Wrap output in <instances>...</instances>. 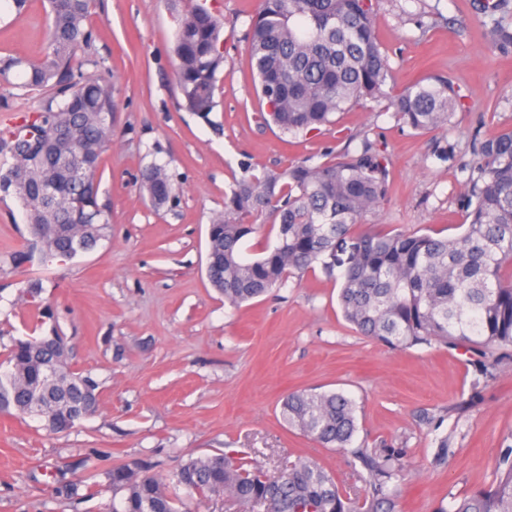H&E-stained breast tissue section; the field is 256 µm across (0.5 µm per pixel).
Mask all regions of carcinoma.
<instances>
[{"label":"carcinoma","mask_w":512,"mask_h":512,"mask_svg":"<svg viewBox=\"0 0 512 512\" xmlns=\"http://www.w3.org/2000/svg\"><path fill=\"white\" fill-rule=\"evenodd\" d=\"M51 25L43 57L0 59V84L46 94L42 108L0 137V191L24 200L31 245L42 259L72 260L109 235L110 212L98 202V172L117 112L112 80L87 76L85 28L91 0H48ZM224 23L207 10L178 19L175 76L183 107L208 121L224 67ZM252 72L272 122L296 135L333 123V115L364 99L386 100L420 134L447 128L460 95L445 78L389 89L391 67L374 26L372 0H257L247 32ZM468 172L470 221L455 236L378 230L365 223L392 186L388 159L363 139L355 153L311 165L298 161L256 175L246 168L224 194V212L210 224V285L232 305L258 298L322 263L345 266L338 301L361 335L391 349L464 346L481 369L512 354V124L478 141ZM56 185L54 198L44 187ZM142 187L161 207L177 186L166 166L151 164ZM275 242L243 258L247 238L265 224ZM348 252L346 259L338 257ZM65 338L17 339L0 360V411L21 416L43 403L47 427L66 433L97 410V384L72 371ZM285 424L324 448H349L366 471L363 498L301 460L269 475L241 454L190 459L166 478L127 467L111 471L115 512H188L183 489L201 500L231 498L245 512H394L389 483L405 469L403 453L352 447L356 405L341 392L293 391L283 399ZM487 489L438 512H512V446Z\"/></svg>","instance_id":"carcinoma-1"}]
</instances>
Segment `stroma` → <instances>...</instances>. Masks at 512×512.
Instances as JSON below:
<instances>
[{
  "label": "stroma",
  "mask_w": 512,
  "mask_h": 512,
  "mask_svg": "<svg viewBox=\"0 0 512 512\" xmlns=\"http://www.w3.org/2000/svg\"><path fill=\"white\" fill-rule=\"evenodd\" d=\"M197 2L224 22V68L206 121L183 109L175 80L177 0L95 2L84 70L110 72L118 104L98 173L107 239L70 261L16 264L29 240L25 213L0 192V354L57 330L99 396L97 412L66 434L0 413V512H110L113 467L162 477L234 452L270 474L312 459L360 492L362 467L349 450L320 447L280 417L284 395L310 389L355 402V443L402 449L397 512H438L488 487L512 446V361L486 377L462 348L393 350L361 336L342 316L339 280L319 268L236 308L209 284L206 260L208 228L243 166L317 164L365 139L393 175L388 203L368 223L457 235L467 193L458 162L470 159L474 135L512 123V46L491 43L494 14L483 13V0H373L395 87L443 76L459 89L447 130L417 133L387 101L368 99L334 125L291 135L260 117L246 40L253 0ZM49 24L47 0L20 11L0 0V57L40 58ZM41 106L37 92L0 88V129ZM447 147L454 159L437 158ZM154 162L179 188L159 209L139 189ZM33 282L51 315H37L26 294Z\"/></svg>",
  "instance_id": "obj_1"
}]
</instances>
